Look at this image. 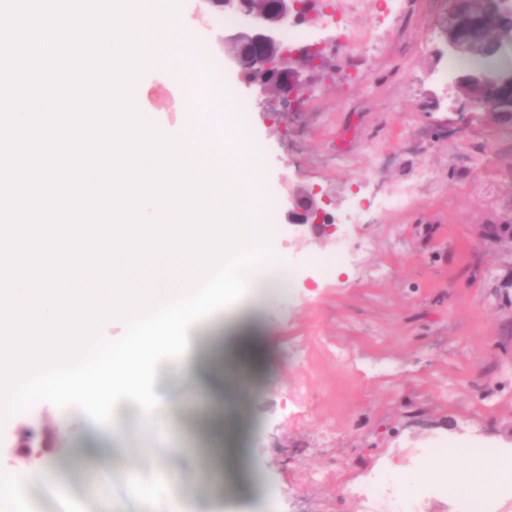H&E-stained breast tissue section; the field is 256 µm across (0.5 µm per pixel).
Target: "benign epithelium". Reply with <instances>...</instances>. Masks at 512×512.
Segmentation results:
<instances>
[{
	"instance_id": "7a95c632",
	"label": "benign epithelium",
	"mask_w": 512,
	"mask_h": 512,
	"mask_svg": "<svg viewBox=\"0 0 512 512\" xmlns=\"http://www.w3.org/2000/svg\"><path fill=\"white\" fill-rule=\"evenodd\" d=\"M211 15L218 16L226 12L235 14L240 20L239 28L224 36V61L236 69L247 87L255 86L262 92L275 87L282 111L290 112L303 99L306 82L302 78L299 65L308 68L314 66L310 54L323 52L328 43L315 40L300 48L292 49L284 45L281 33L290 25L316 20L313 15V0H276L272 7L267 2L257 6L253 0H206ZM461 0H448L447 13L440 23L442 52L456 57H468L481 50L496 53L503 48L501 39L480 38L478 23L466 21L460 14ZM255 50L261 54L255 72L244 69V52ZM449 83L457 91L462 101L458 116L467 122L477 116L489 122H500L512 116V103L494 92L477 98L463 88V79L458 75L450 76ZM289 222L292 224H311L330 235L336 231L334 217L317 205L311 197L288 198Z\"/></svg>"
}]
</instances>
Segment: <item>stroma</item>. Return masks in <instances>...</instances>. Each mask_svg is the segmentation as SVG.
I'll return each mask as SVG.
<instances>
[{
  "label": "stroma",
  "mask_w": 512,
  "mask_h": 512,
  "mask_svg": "<svg viewBox=\"0 0 512 512\" xmlns=\"http://www.w3.org/2000/svg\"><path fill=\"white\" fill-rule=\"evenodd\" d=\"M448 0H367L349 15L354 43L331 44L306 74L298 111L216 66L222 33L202 26L203 0H182L197 26L209 77L250 129L264 162L271 246L285 281H261L192 337L196 376L162 363L155 390L167 436L122 402L115 424L94 428L75 407L33 404L0 428L38 433L41 456L0 450L27 512H168L169 477L191 483L193 512H397L378 462L414 468L439 445H512V123L473 119L457 129L447 73L465 59L443 54ZM139 101L158 128L177 132L187 104L173 60L145 75ZM427 181H418L420 170ZM398 183L415 193L401 211L378 212ZM326 196L333 235L293 228L290 196ZM365 216L349 223L353 208ZM357 244L333 262L342 239ZM251 310L256 332L237 370L211 356L225 320ZM236 421L242 456L214 482L215 420Z\"/></svg>",
  "instance_id": "stroma-1"
}]
</instances>
